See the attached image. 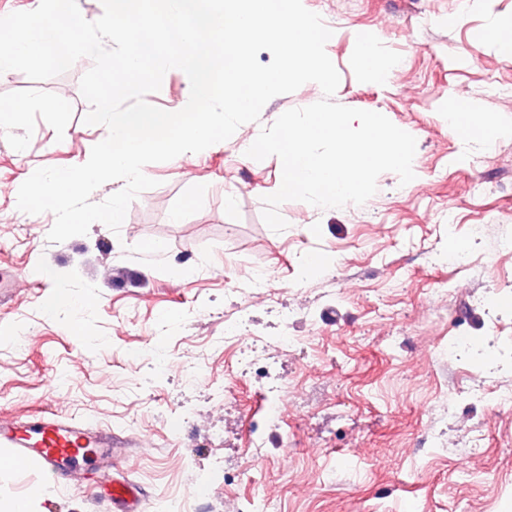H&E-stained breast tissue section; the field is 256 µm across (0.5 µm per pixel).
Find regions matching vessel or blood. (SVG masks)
Wrapping results in <instances>:
<instances>
[{
	"mask_svg": "<svg viewBox=\"0 0 512 512\" xmlns=\"http://www.w3.org/2000/svg\"><path fill=\"white\" fill-rule=\"evenodd\" d=\"M0 445L8 448L12 459L37 462L46 474L70 482L83 480L84 472L80 463L87 460L93 449H106L111 456L119 453L111 437L52 414L42 416L24 427L0 420ZM112 510L139 512L137 491L133 485L113 481Z\"/></svg>",
	"mask_w": 512,
	"mask_h": 512,
	"instance_id": "obj_1",
	"label": "vessel or blood"
}]
</instances>
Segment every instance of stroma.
Returning <instances> with one entry per match:
<instances>
[{"mask_svg": "<svg viewBox=\"0 0 512 512\" xmlns=\"http://www.w3.org/2000/svg\"><path fill=\"white\" fill-rule=\"evenodd\" d=\"M333 27L325 50L340 82L333 102L375 111L416 139V173H382L361 205L281 204L285 230L263 220L281 164L245 154L261 128L323 97L309 82L273 97L258 121L199 153L150 163L157 187L129 206L119 232L91 225L51 243L52 213L21 212L32 170L81 162L98 143L83 57L64 74L0 78V99L25 103L0 127V417L51 413L126 448L95 483L72 485L31 463L0 473V512H112L110 483L141 492V512H224V473L266 483L280 512H512V58L483 38L512 24V0H302ZM405 62L380 84L359 63L363 33ZM55 101L44 109V101ZM496 125L490 145L466 142L448 113L461 104ZM158 242L160 253L148 246ZM467 252L463 270L431 251ZM323 255L304 277L307 259ZM264 276L270 296L247 289ZM66 289L91 300L81 335L72 316L44 313ZM447 289V297L436 294ZM240 323V336L224 327ZM288 331L275 362L293 385L276 416L238 365L250 338ZM482 347L452 359L459 338ZM490 394L480 397L470 374ZM266 420L262 454L249 445Z\"/></svg>", "mask_w": 512, "mask_h": 512, "instance_id": "1", "label": "stroma"}]
</instances>
